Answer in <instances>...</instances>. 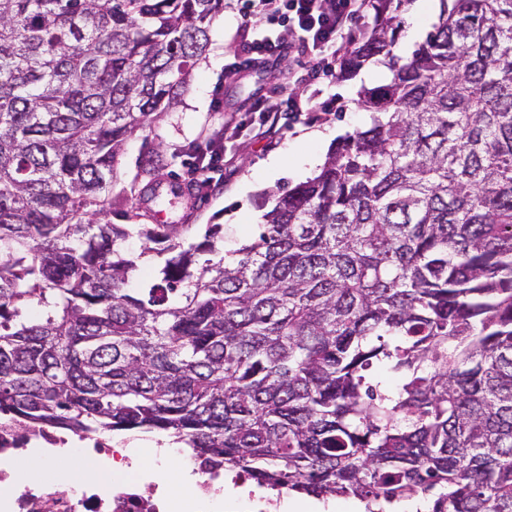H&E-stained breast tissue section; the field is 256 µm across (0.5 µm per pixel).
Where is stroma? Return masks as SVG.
<instances>
[{
  "label": "stroma",
  "instance_id": "35a3bbf8",
  "mask_svg": "<svg viewBox=\"0 0 512 512\" xmlns=\"http://www.w3.org/2000/svg\"><path fill=\"white\" fill-rule=\"evenodd\" d=\"M241 0H227V6L215 20L210 45L204 59L181 88L177 106L165 113L150 130L130 138L123 151L118 178L111 194L121 206L114 221L149 224L153 218L146 210L135 182L139 165L155 148H162L167 160L162 169L164 180L191 185L193 177L186 163L191 147L205 145L224 121H231L235 131L224 139V155L231 165L215 174L210 188L195 193L192 207L173 200L167 209L168 221L180 224L186 240H201L207 225L224 227L225 251L235 250L253 236L263 215L271 207L272 192L296 186L312 178L303 167L311 157L326 159L335 138L365 127L369 112L359 107L361 87L388 82L390 72L381 62H371L347 80L333 79L324 87L325 98L333 107L327 112L282 113L277 127L260 135L257 113L249 106L257 95L267 93L270 82L259 70L240 73L236 80L224 78V64L233 59L242 45L257 37L255 29L241 23ZM441 0H412L403 14L404 25L395 45L403 58L411 57L438 20ZM223 111H216V103ZM281 157L295 167L293 176L270 181L265 164L269 157Z\"/></svg>",
  "mask_w": 512,
  "mask_h": 512
}]
</instances>
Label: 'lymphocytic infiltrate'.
I'll use <instances>...</instances> for the list:
<instances>
[{
    "instance_id": "1",
    "label": "lymphocytic infiltrate",
    "mask_w": 512,
    "mask_h": 512,
    "mask_svg": "<svg viewBox=\"0 0 512 512\" xmlns=\"http://www.w3.org/2000/svg\"><path fill=\"white\" fill-rule=\"evenodd\" d=\"M245 23L262 19L268 22L285 20L290 27L288 37L264 36L246 42L234 63L226 66L225 77H232L242 69L260 63H269L292 55L306 59L307 77L328 79L336 75V46L352 24L368 22L373 0H243ZM278 104L266 100L255 102L254 111L260 112L263 122H270L273 112H317L323 110L320 89L290 92L287 84H279Z\"/></svg>"
}]
</instances>
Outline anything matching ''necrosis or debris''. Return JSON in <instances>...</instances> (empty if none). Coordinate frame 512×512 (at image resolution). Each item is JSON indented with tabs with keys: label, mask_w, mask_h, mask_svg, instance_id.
I'll return each mask as SVG.
<instances>
[{
	"label": "necrosis or debris",
	"mask_w": 512,
	"mask_h": 512,
	"mask_svg": "<svg viewBox=\"0 0 512 512\" xmlns=\"http://www.w3.org/2000/svg\"><path fill=\"white\" fill-rule=\"evenodd\" d=\"M95 449L121 463L123 478L113 487H105L86 478L70 493L60 495L50 488L36 489L19 481L16 469L0 463V484L14 483L13 494L0 499V512H200L202 498L224 491L225 481L247 489L249 500L258 502L260 512H277L283 492H267L251 488L246 476L223 475L194 470L191 480L166 479L157 465L134 461L121 449L115 448L110 437L83 433L67 438L45 431H30L20 435L11 431L7 422H0V451L20 448L29 452L39 448L66 446Z\"/></svg>",
	"instance_id": "4bbe7bcc"
}]
</instances>
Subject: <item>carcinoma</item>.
Wrapping results in <instances>:
<instances>
[{
    "label": "carcinoma",
    "instance_id": "carcinoma-1",
    "mask_svg": "<svg viewBox=\"0 0 512 512\" xmlns=\"http://www.w3.org/2000/svg\"><path fill=\"white\" fill-rule=\"evenodd\" d=\"M410 2L339 62L390 70L371 125L224 256L219 224L101 219L224 0H0V415L364 512H512V0H442L404 60Z\"/></svg>",
    "mask_w": 512,
    "mask_h": 512
}]
</instances>
